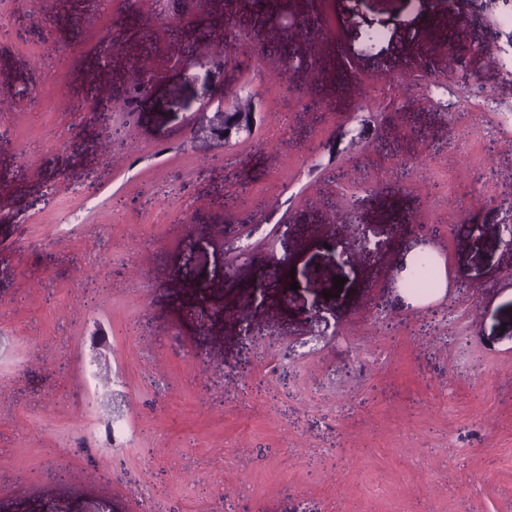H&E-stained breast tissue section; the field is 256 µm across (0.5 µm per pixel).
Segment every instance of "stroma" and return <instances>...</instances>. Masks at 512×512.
Masks as SVG:
<instances>
[{
	"instance_id": "35a3bbf8",
	"label": "stroma",
	"mask_w": 512,
	"mask_h": 512,
	"mask_svg": "<svg viewBox=\"0 0 512 512\" xmlns=\"http://www.w3.org/2000/svg\"><path fill=\"white\" fill-rule=\"evenodd\" d=\"M275 9L298 22L291 45L257 0H0V512H512V75L490 60L512 46V0ZM456 61L482 96L452 82ZM141 67L153 89L133 102ZM233 72L253 136L191 142ZM397 81L381 112L368 88ZM76 100L109 101L119 133ZM88 175L95 192L71 190ZM245 244L261 263L238 260ZM426 252L446 278L418 299L401 283ZM117 411L125 446L77 451Z\"/></svg>"
}]
</instances>
